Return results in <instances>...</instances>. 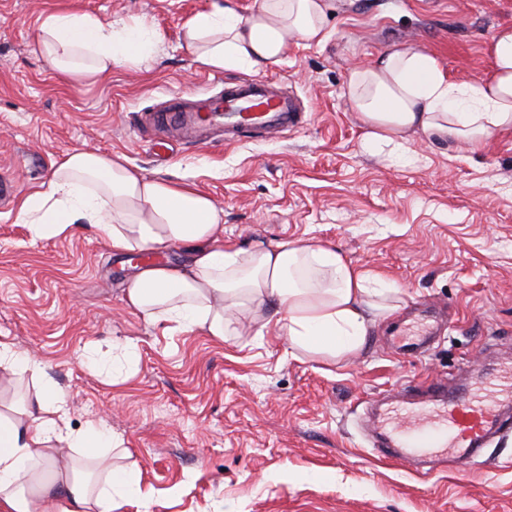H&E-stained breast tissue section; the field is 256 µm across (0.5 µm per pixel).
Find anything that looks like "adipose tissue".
<instances>
[{"label":"adipose tissue","instance_id":"adipose-tissue-1","mask_svg":"<svg viewBox=\"0 0 512 512\" xmlns=\"http://www.w3.org/2000/svg\"><path fill=\"white\" fill-rule=\"evenodd\" d=\"M328 9V0H258L244 16L232 0H214L187 19L185 42L204 67L257 76L282 62L290 37L324 42ZM164 42L142 17L52 11L39 22L32 52L81 82L149 67ZM485 50L492 72L477 83L450 80L434 55L412 47L353 66L348 99L367 141L401 146L423 134L479 146L491 131L511 130L512 26L496 29ZM18 219L36 239L90 225L120 255L184 246L181 263L139 272L127 301L148 321L199 328L220 341L233 335L228 313L239 308L274 320L292 348L340 359L358 354L376 317L391 310L390 282L335 248L288 240L250 251L225 245L224 212L211 198L96 151L68 153L43 189L23 199ZM34 400L23 417L0 413V512H117L142 496L136 472L107 469L97 487L74 468L78 450L105 463L117 444L107 428L71 432L67 402L52 385L39 387Z\"/></svg>","mask_w":512,"mask_h":512}]
</instances>
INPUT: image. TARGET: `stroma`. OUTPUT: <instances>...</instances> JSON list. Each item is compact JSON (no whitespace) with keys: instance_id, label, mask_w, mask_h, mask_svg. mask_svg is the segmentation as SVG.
Masks as SVG:
<instances>
[{"instance_id":"stroma-1","label":"stroma","mask_w":512,"mask_h":512,"mask_svg":"<svg viewBox=\"0 0 512 512\" xmlns=\"http://www.w3.org/2000/svg\"><path fill=\"white\" fill-rule=\"evenodd\" d=\"M213 0H0V174L39 190L76 149L121 158L149 177L185 182L224 210V240L250 250L312 240L399 290L363 350L335 361L293 354L277 328L241 318L218 342L149 322L125 290L145 264L113 254L88 225L32 239L18 202L0 205V342L40 373L0 383V405L28 407L37 383L67 401L74 431L104 424L117 467L147 498L120 512H512V422L467 470L415 474L383 458L367 403L407 382L454 388L512 361V132L480 149L423 135L368 145L347 97L351 67L409 46L451 79L491 72L485 42L512 25V0H331L329 39L293 37L265 80L295 92L304 122L274 139L202 146L150 117L173 93L204 101L232 71L201 66L183 25ZM146 16L165 35L151 70L76 83L31 52L40 16ZM431 325L422 356L394 349L402 325ZM135 351L115 379L91 364Z\"/></svg>"}]
</instances>
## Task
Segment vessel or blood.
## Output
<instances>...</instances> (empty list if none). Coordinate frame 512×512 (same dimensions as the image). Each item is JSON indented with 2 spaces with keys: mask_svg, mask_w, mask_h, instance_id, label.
<instances>
[{
  "mask_svg": "<svg viewBox=\"0 0 512 512\" xmlns=\"http://www.w3.org/2000/svg\"><path fill=\"white\" fill-rule=\"evenodd\" d=\"M303 109L285 92L250 79L226 82L219 99L207 107L174 95L165 112L154 120L176 125L188 137L201 139L213 124L224 127L230 141L278 137L297 127ZM408 405H391L385 411L386 447L396 457L411 461L444 456L449 466L462 470L475 464L489 434L503 425L502 412L512 407V366L489 372L473 387L448 390L441 382L410 388Z\"/></svg>",
  "mask_w": 512,
  "mask_h": 512,
  "instance_id": "vessel-or-blood-1",
  "label": "vessel or blood"
}]
</instances>
